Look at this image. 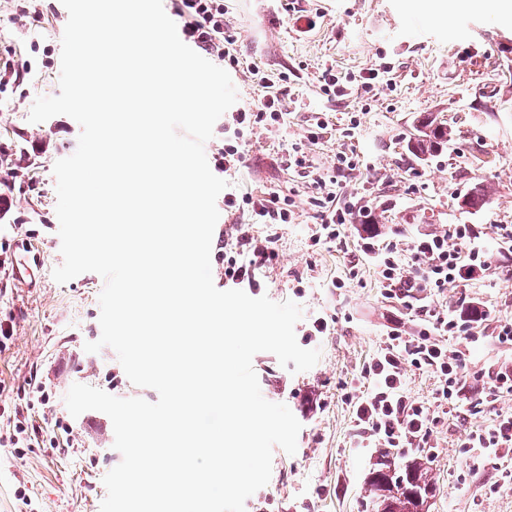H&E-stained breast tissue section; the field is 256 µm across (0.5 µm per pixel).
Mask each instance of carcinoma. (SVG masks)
Segmentation results:
<instances>
[{"label":"carcinoma","instance_id":"obj_1","mask_svg":"<svg viewBox=\"0 0 512 512\" xmlns=\"http://www.w3.org/2000/svg\"><path fill=\"white\" fill-rule=\"evenodd\" d=\"M452 137V130L433 120L422 123L418 138L408 147L419 153H434ZM487 198V191L476 186L462 201L468 209L481 208ZM434 483L422 463L413 460L403 468L392 471L391 461L371 472L366 481L365 492L375 512H425L427 499L433 496Z\"/></svg>","mask_w":512,"mask_h":512}]
</instances>
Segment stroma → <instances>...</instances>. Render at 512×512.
Masks as SVG:
<instances>
[{"instance_id":"35a3bbf8","label":"stroma","mask_w":512,"mask_h":512,"mask_svg":"<svg viewBox=\"0 0 512 512\" xmlns=\"http://www.w3.org/2000/svg\"><path fill=\"white\" fill-rule=\"evenodd\" d=\"M34 11L40 20L31 19ZM301 14L316 17L314 30L298 31ZM67 21L61 0H0V59L26 68L23 84L0 86V195L11 204L0 212V324L11 334L0 342V512H100L103 478L122 456L105 413H69L65 396L73 384L119 398L158 399L154 389L128 379L112 348L84 349L101 336L103 278L86 272L60 284L52 277L63 262L53 167L75 152L81 127L66 115L42 123L28 115L37 96L59 92ZM224 27L236 38V60L222 67L238 105L260 95L267 77L279 84L288 120L283 128H258L240 138L217 120L205 153L236 140L245 166L229 177V191L290 194L295 209L286 224L219 217L213 281L224 285L221 236L230 223L274 236L279 259L261 271L262 292L301 305L296 339L321 351L318 363L300 373L269 352L252 360L264 398L286 404L302 428L295 454L274 448L271 479L247 499L245 512H372L365 482L381 451L353 447L352 412L341 387L379 349L395 305L377 268L360 258L356 230L344 246L312 247L318 225L312 191L281 158L298 146L314 166L330 171L338 151H354L362 166L342 181L341 201L368 209L384 237L407 241L419 231L473 225L494 258L487 277L448 286L428 303L451 310L460 298H475L495 315L512 317V254L502 249V229L512 225V14L476 0L452 10L443 24L433 19L428 0H224ZM328 67L342 77L371 68L383 76L371 92L331 98L320 83ZM427 116L444 121L453 138L443 151L417 157L407 144ZM317 117L335 133L312 145L304 135ZM353 120L354 138L343 137ZM479 183L488 191L486 205L461 208L462 196ZM22 241L43 254L30 288L14 286L9 276ZM353 266L359 270L354 279L348 276ZM339 278L344 287H334ZM318 315L333 319L334 329L308 339ZM501 408L512 410V395L480 414L449 418L434 435L436 447L396 452L400 465L424 458L436 482L429 512H512V486L491 492L493 466L467 470L461 448L466 435L490 426ZM20 417L39 432L14 447L8 438Z\"/></svg>"}]
</instances>
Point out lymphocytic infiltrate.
I'll list each match as a JSON object with an SVG mask.
<instances>
[{
  "mask_svg": "<svg viewBox=\"0 0 512 512\" xmlns=\"http://www.w3.org/2000/svg\"><path fill=\"white\" fill-rule=\"evenodd\" d=\"M176 15L182 21L187 41L208 55L228 58L235 38L224 28V0H174ZM287 114L281 93L266 84L263 94L230 116L235 135L255 128L280 127ZM290 167L309 178L315 193L310 198L320 224L311 237L313 245L342 241L357 211L339 206L337 190L341 177L360 167L357 156L344 152L336 156L335 175H322L313 169L301 150L288 157ZM292 199L263 193L224 196L225 213L248 211L254 224H285L291 216ZM363 258L379 270L387 298L396 300L405 310H417L420 319L413 330H406L401 320H394L376 354L363 365L355 385L347 387L343 398L350 405L354 419V440L360 448H429L439 425L450 414L467 409L482 412L484 406L498 403L512 394V360L496 363L482 382L478 399L464 402L468 383L466 353L449 350L448 339L464 340L466 345L481 343L478 331L492 325L499 344L512 345V319H492L483 303L470 300L451 312L429 309L424 301L442 292L448 285L483 279L492 267V257L477 243L471 225L452 224L442 232H425L414 236L407 249L381 238L375 225L365 223L359 235ZM278 253L271 238L258 237L243 230L237 236L235 257L224 268L225 283L238 287L260 288V268L276 264ZM412 371L434 374L439 380L434 402H426L408 391V374ZM462 446L466 463L477 470L495 463L493 489L512 485V468L503 460L512 455V412H498L486 429L468 433Z\"/></svg>",
  "mask_w": 512,
  "mask_h": 512,
  "instance_id": "lymphocytic-infiltrate-1",
  "label": "lymphocytic infiltrate"
}]
</instances>
